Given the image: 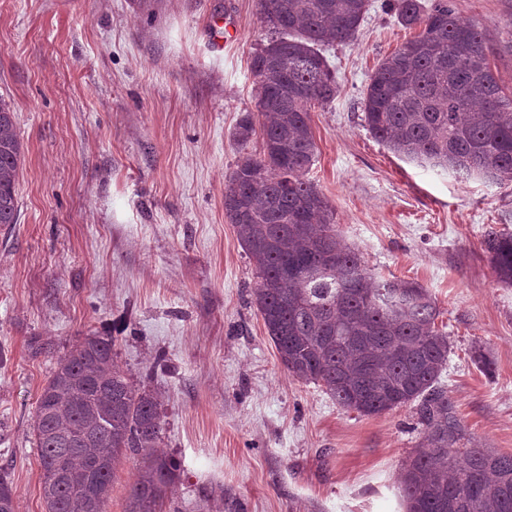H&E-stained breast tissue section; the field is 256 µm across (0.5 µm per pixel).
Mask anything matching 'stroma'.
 Returning <instances> with one entry per match:
<instances>
[{"label": "stroma", "instance_id": "stroma-1", "mask_svg": "<svg viewBox=\"0 0 512 512\" xmlns=\"http://www.w3.org/2000/svg\"><path fill=\"white\" fill-rule=\"evenodd\" d=\"M396 3L371 0L356 39L325 51L340 90L311 114L309 178L370 275L429 291L451 345L440 383L472 444L510 454L512 287L484 238L512 232V181L423 169L364 128L371 73L414 35ZM452 3L511 93L512 0ZM267 37L256 0H0V95L25 154L17 222L0 227V468L15 512H44L36 401L86 335L112 337L117 367L162 396L160 449L180 463L164 512H405L399 474L424 444L412 406L363 416L288 376L224 215Z\"/></svg>", "mask_w": 512, "mask_h": 512}]
</instances>
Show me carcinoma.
<instances>
[{"label": "carcinoma", "mask_w": 512, "mask_h": 512, "mask_svg": "<svg viewBox=\"0 0 512 512\" xmlns=\"http://www.w3.org/2000/svg\"><path fill=\"white\" fill-rule=\"evenodd\" d=\"M270 37L251 64L262 148L224 183V215L259 278L254 303L288 374L321 385L363 416L410 405L424 435L400 475L406 512H512V454L471 439L439 378L448 364L440 312L420 284L374 280L339 239L334 211L307 178L317 153L310 112L339 85L322 47L355 38L369 0H257ZM418 33L382 59L363 90L369 133L400 159L433 171L512 181V96L504 94L477 28L448 0H398ZM254 115L234 137L247 147ZM24 151L0 97V225L16 223ZM485 250L512 286V234ZM161 396L113 365L112 338L84 336L60 355L36 403L34 435L45 512H104L116 467L141 456L126 512H163L179 463L158 452ZM16 489L0 470V512Z\"/></svg>", "instance_id": "1"}]
</instances>
